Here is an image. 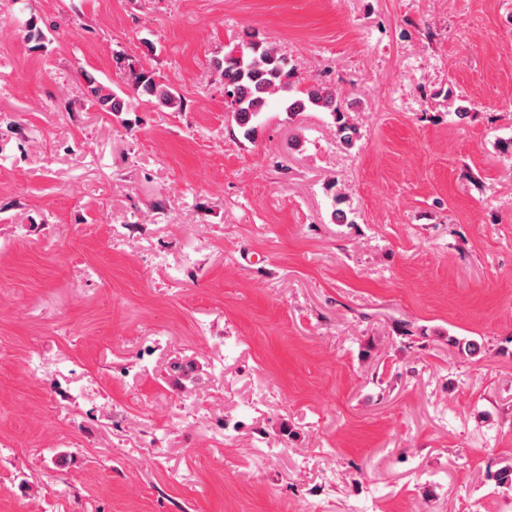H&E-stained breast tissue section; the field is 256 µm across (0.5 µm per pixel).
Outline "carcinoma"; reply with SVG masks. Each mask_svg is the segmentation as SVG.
<instances>
[{"mask_svg":"<svg viewBox=\"0 0 512 512\" xmlns=\"http://www.w3.org/2000/svg\"><path fill=\"white\" fill-rule=\"evenodd\" d=\"M117 63L123 64L126 84L139 101L154 102L173 112L183 110V97L158 79L155 71L138 67L132 61L124 64L119 59ZM214 68L224 82L226 111L245 129L247 136L253 131L250 121L263 111L269 97L295 90L294 72L287 60L276 50L257 43L245 42L234 47L214 63ZM84 94L104 112L129 111L126 100L91 77L86 78ZM284 105L289 113L305 110L330 113L339 142L345 146L354 144L357 129L347 119L341 99L332 87L315 82L302 90V97L284 99Z\"/></svg>","mask_w":512,"mask_h":512,"instance_id":"obj_1","label":"carcinoma"}]
</instances>
